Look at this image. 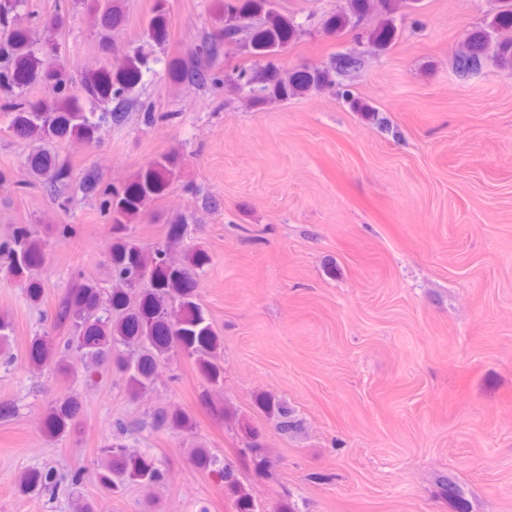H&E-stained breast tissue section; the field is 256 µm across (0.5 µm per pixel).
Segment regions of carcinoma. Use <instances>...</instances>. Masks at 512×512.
<instances>
[{"label":"carcinoma","instance_id":"carcinoma-1","mask_svg":"<svg viewBox=\"0 0 512 512\" xmlns=\"http://www.w3.org/2000/svg\"><path fill=\"white\" fill-rule=\"evenodd\" d=\"M24 3L25 0H0V110L12 116V127L25 136L40 141L75 138L92 145L101 124L110 121L121 125L127 119L134 106L128 92L142 81L148 59L141 55L126 56L117 71L110 66L89 71L77 87L63 67L44 66L32 49L27 30L16 24L18 10ZM377 7L387 13L393 11L390 0H349L347 12L332 18L330 25L355 28ZM223 8V24L195 43L192 56L213 64L229 45L248 41L256 60L251 67L239 69L234 85L239 92L247 93L254 105L286 101L333 83L335 74L346 75L362 66L361 55L355 52L336 56L327 69L283 72L270 61L263 64L261 59H268L300 34L299 27L276 9L275 0H224ZM90 9L97 14L102 49L110 56L112 31L123 21L119 7L114 0H91ZM394 33V26L387 20L370 33V40L385 46ZM149 36L159 44L166 41L163 13H157L151 20ZM489 60L511 72L512 38L500 41L490 52L480 35L471 36L453 56L452 69L465 80ZM172 77L215 89L224 84L213 67L180 66L172 70ZM36 83L49 89L51 100L28 97V89ZM82 97L102 106L103 112L85 111L80 102ZM341 98L368 117L374 119L378 115L349 88L341 89ZM27 164L41 178L45 193L61 200L62 211H67L70 169L56 156L44 152L29 156ZM176 169L174 157L161 156L122 187L103 182L95 170L83 176L80 188L84 195L95 202L111 224L108 260L112 288L107 295L94 281L84 279L76 283L59 302L55 313V323L70 325L71 334L54 342L36 339L29 353L32 367L40 369L51 364L59 373L66 374L71 368V355L76 353L87 380L92 381L103 372L116 373L124 379L130 399L136 401L153 388L158 368L181 349L195 359L211 387H223L219 337L195 296L198 271L208 256L201 250H185L180 262L171 260L173 250L184 238L183 224L170 225L165 242L151 247L129 235L132 221L167 191ZM40 233L34 224H18L10 237L0 241V256L7 260L8 272L22 281L21 288L32 306L42 301V288L35 278L44 260ZM10 332L9 320L1 316L0 357H5L8 364L13 361L9 355ZM257 403L281 434H292L301 428L294 411L283 400L261 394ZM82 407L78 393L56 398L46 418L45 435L52 440L66 437ZM150 424L155 430L174 433H185L193 427L191 417L178 408L155 410L150 414ZM130 430L131 424L124 420L112 422V443L106 446L97 472L100 485L109 492H119L128 485L150 490L166 482L167 470L160 459L125 443ZM246 436L251 467L258 474L268 473L273 461L260 442L259 432L248 428ZM190 460L196 469L224 483L234 512H263L230 463L207 448L193 449ZM82 480L80 470L65 473L54 465H46L23 472L18 484L24 492L42 495L53 494L64 484L75 488Z\"/></svg>","mask_w":512,"mask_h":512}]
</instances>
